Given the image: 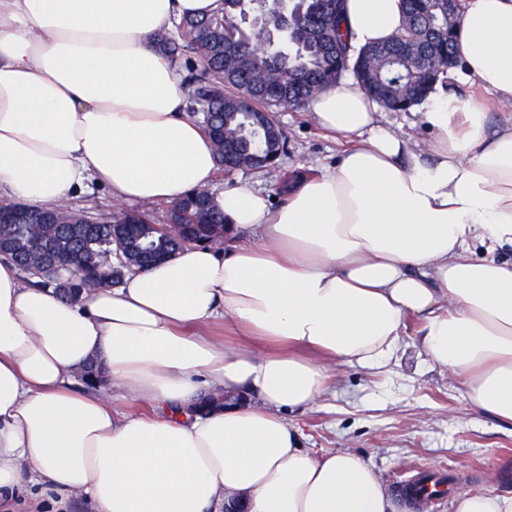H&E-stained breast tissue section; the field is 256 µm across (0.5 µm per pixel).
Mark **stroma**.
I'll list each match as a JSON object with an SVG mask.
<instances>
[{"instance_id": "stroma-1", "label": "stroma", "mask_w": 512, "mask_h": 512, "mask_svg": "<svg viewBox=\"0 0 512 512\" xmlns=\"http://www.w3.org/2000/svg\"><path fill=\"white\" fill-rule=\"evenodd\" d=\"M276 117L288 141L280 172L317 174L336 164L342 145L322 131L308 110L283 109ZM412 318L388 365L367 368L336 361L328 394L318 403L285 412L303 448L349 451L372 463L394 512H413L401 490L420 475L452 477L454 489L481 493L512 490V423L475 410L457 381L422 352ZM11 512H92L88 500L60 502L42 484H24Z\"/></svg>"}]
</instances>
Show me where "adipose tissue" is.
Instances as JSON below:
<instances>
[{"label": "adipose tissue", "mask_w": 512, "mask_h": 512, "mask_svg": "<svg viewBox=\"0 0 512 512\" xmlns=\"http://www.w3.org/2000/svg\"><path fill=\"white\" fill-rule=\"evenodd\" d=\"M224 0H0V197L38 208L108 188L173 203L218 166L185 112L187 86L155 45ZM404 0H345L354 50L403 29ZM448 79L417 106L427 150L387 128L353 75L309 105L349 139L336 167L285 204L233 186L214 195L230 252L193 244L82 302L23 284L0 258V502L32 470L95 512H394L375 468L301 448L282 411L328 392V362H388L405 321L479 411L512 422V0H462ZM504 121L488 127V106ZM484 255H475L471 243ZM229 318L261 346L197 334ZM97 361L153 415L121 417L72 390ZM243 395L206 406L212 392ZM453 512H512V493L457 491Z\"/></svg>", "instance_id": "1"}]
</instances>
